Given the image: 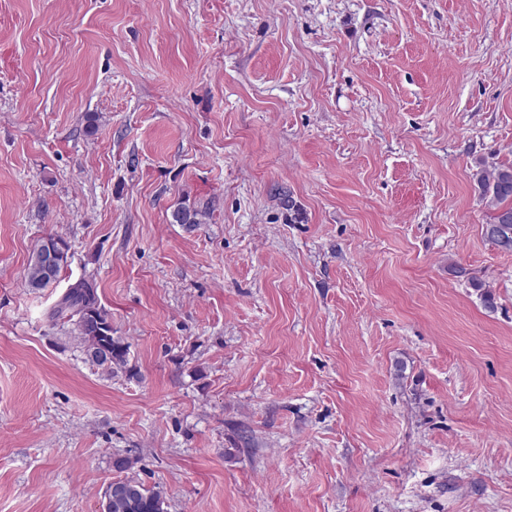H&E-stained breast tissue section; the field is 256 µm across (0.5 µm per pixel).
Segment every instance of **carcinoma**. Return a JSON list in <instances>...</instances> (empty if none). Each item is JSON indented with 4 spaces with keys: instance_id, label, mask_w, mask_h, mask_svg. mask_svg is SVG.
<instances>
[{
    "instance_id": "carcinoma-1",
    "label": "carcinoma",
    "mask_w": 512,
    "mask_h": 512,
    "mask_svg": "<svg viewBox=\"0 0 512 512\" xmlns=\"http://www.w3.org/2000/svg\"><path fill=\"white\" fill-rule=\"evenodd\" d=\"M472 179L490 209L489 220L485 224L487 237L498 246L501 245L500 233L512 240V165H501L491 170L480 168L472 174ZM203 217L202 212L183 206L173 213L177 224H200ZM51 318L71 322L74 338L80 346L95 338L111 350L112 362L101 366L102 370L112 373L127 364L129 346L112 336V321L99 303L93 281L81 279L71 285L56 302ZM119 482L132 486L135 498L131 503H112L109 512H166L158 507L166 499L162 489H148L133 476L121 478Z\"/></svg>"
}]
</instances>
